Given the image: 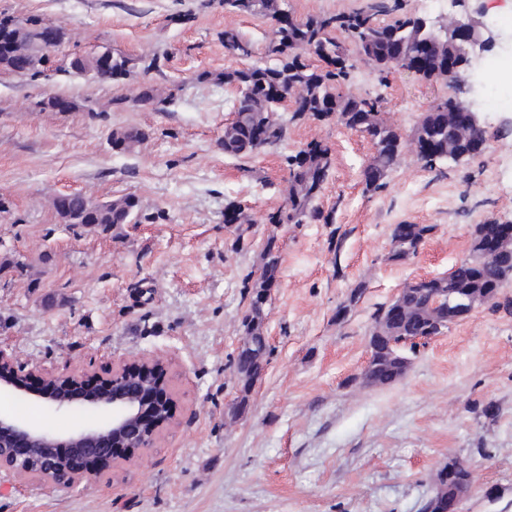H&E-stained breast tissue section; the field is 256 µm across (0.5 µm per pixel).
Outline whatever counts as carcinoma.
Segmentation results:
<instances>
[{"label": "carcinoma", "mask_w": 512, "mask_h": 512, "mask_svg": "<svg viewBox=\"0 0 512 512\" xmlns=\"http://www.w3.org/2000/svg\"><path fill=\"white\" fill-rule=\"evenodd\" d=\"M397 4L389 0H376L367 11L350 15H336L320 18L317 23L328 30L342 29L347 25L361 28V34L374 39V45L367 52L368 58L375 61L380 70L398 68L396 42L405 43L406 52L419 53V45L424 39L440 36V29L429 25L420 30L408 24L403 16L391 23L380 24L377 15L389 13ZM224 11L236 14H250L266 17L274 21L271 52L279 56L274 66H250L224 73V83L238 90L235 103V117L224 125V154L245 158L253 155L264 146L275 145L285 135L283 125L275 118L278 107L286 100L295 106V114L303 115L311 111V116L320 119V112L333 103L342 109L349 105L360 106L354 113V121L365 127L367 136L373 142L376 153L373 162L364 170L366 186L378 189L382 186L388 170L396 164L404 146L394 144L395 133L391 125L380 118V99L363 98L344 93L341 84L346 80L347 70L336 68L337 52L344 49L343 43L327 36L316 39L317 30L311 22L290 21L286 0H224ZM27 31L23 43L28 51H34L42 36V21L37 18L26 20ZM313 53L325 63V67H313L307 63L305 54ZM130 72V60L116 54L112 58V82L121 81ZM448 100L431 107L432 113L425 117L422 127L424 135L434 138L435 145L446 151L471 135L468 112L459 109L452 114L445 112ZM144 133L129 128L112 133V149L122 152L142 141ZM289 167V189L286 210L268 216L271 224H300L311 214L310 206L327 178L331 166L328 146L319 142L308 145L296 155L287 158ZM90 199L81 194L61 195L54 200V206L65 205L79 210ZM141 205L133 195L117 198L112 209L105 212L100 220L104 226L129 224L139 216ZM430 227L419 224H396L391 232V243L415 252ZM502 227L496 223L481 225L475 237L472 256L450 269L446 275L425 280L421 295L406 294L403 297V313L394 325L392 335L386 337L383 345L400 343L407 338L426 335L425 326L431 316L428 308L429 297L441 288H503L512 280V263L496 261L491 257H481L482 245L497 238ZM280 254L277 240L267 238L263 247V266L259 277L254 281L248 309L241 320L243 338L250 344L252 355L238 356L239 370L244 372L254 365L255 359L265 361L268 348L263 334L265 308L263 294H268L277 283Z\"/></svg>", "instance_id": "cac0c4a2"}]
</instances>
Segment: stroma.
I'll list each match as a JSON object with an SVG mask.
<instances>
[{"label": "stroma", "instance_id": "stroma-1", "mask_svg": "<svg viewBox=\"0 0 512 512\" xmlns=\"http://www.w3.org/2000/svg\"><path fill=\"white\" fill-rule=\"evenodd\" d=\"M288 2L304 22L368 0ZM0 17L64 33L40 76L0 72V258L27 267L0 274V345L54 371L161 356L175 400L154 447L92 482L59 489L0 473V512H421L452 458L474 475L460 512H512V282L498 306L405 349L408 369L393 384L362 379L378 311L406 283L469 258L474 225L512 224V103L489 108L483 55L466 77L483 153L429 166L408 151L371 190V140L289 106L277 112L279 143L225 156L236 91L223 74L275 64L270 19L225 12L222 0H0ZM228 29L249 55L225 48ZM106 48L134 61L124 84L69 72L71 57ZM348 71L349 89L381 98L406 139L450 93L358 55ZM145 86L167 103L138 104ZM49 94L80 108L39 109ZM133 127L145 139L114 152L112 133ZM312 141L333 159L313 217L268 223L287 204V156ZM62 193L133 195L141 212L108 229L60 224L51 198ZM231 202L251 223H225ZM404 223L429 232L395 259L390 235ZM271 235L281 257L264 325L271 353L248 386L236 370L240 320ZM16 402L0 393V413L61 434L102 419L32 396L21 413Z\"/></svg>", "mask_w": 512, "mask_h": 512}]
</instances>
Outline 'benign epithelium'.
<instances>
[{"mask_svg":"<svg viewBox=\"0 0 512 512\" xmlns=\"http://www.w3.org/2000/svg\"><path fill=\"white\" fill-rule=\"evenodd\" d=\"M484 25L476 18L458 22L448 28L444 44L435 50L448 48V57H440L431 65L417 62L407 71L426 81L445 80L457 76L448 97V111L458 105L471 114V144L456 148L446 155L448 161L459 164L480 155L485 148V129L479 113L462 97L466 92L465 73L471 66L472 55L485 52L495 45L492 35H484ZM497 289L473 293L462 298L447 299L448 316L462 319L476 307L493 302ZM34 370L21 363L15 352L0 346V388L34 396L57 410L95 409L106 414L99 425L77 427L66 434L32 426L23 420L0 415V470L5 469L19 478L35 477L61 488L101 475L117 464L152 447L173 419V398L166 380L164 358L153 356L136 364L124 361L112 363L104 377L90 378L83 372L59 373L45 371L37 385H32ZM453 467L436 482L434 506L453 501L459 505L470 485L453 483Z\"/></svg>","mask_w":512,"mask_h":512,"instance_id":"obj_1","label":"benign epithelium"}]
</instances>
